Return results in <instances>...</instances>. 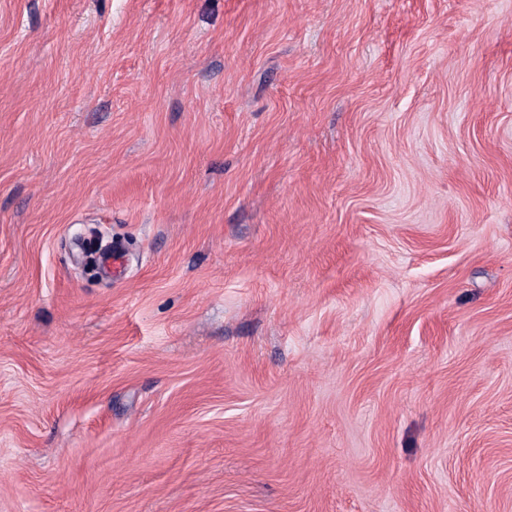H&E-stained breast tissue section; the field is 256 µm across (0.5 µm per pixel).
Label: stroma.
Segmentation results:
<instances>
[{
	"label": "stroma",
	"mask_w": 512,
	"mask_h": 512,
	"mask_svg": "<svg viewBox=\"0 0 512 512\" xmlns=\"http://www.w3.org/2000/svg\"><path fill=\"white\" fill-rule=\"evenodd\" d=\"M0 512H512V0H0Z\"/></svg>",
	"instance_id": "obj_1"
}]
</instances>
